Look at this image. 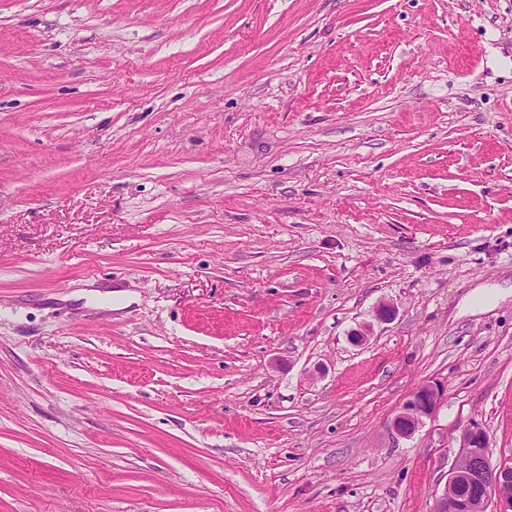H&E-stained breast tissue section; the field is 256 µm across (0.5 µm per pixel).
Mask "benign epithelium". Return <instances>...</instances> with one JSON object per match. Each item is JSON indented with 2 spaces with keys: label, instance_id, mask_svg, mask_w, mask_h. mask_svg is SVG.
<instances>
[{
  "label": "benign epithelium",
  "instance_id": "benign-epithelium-1",
  "mask_svg": "<svg viewBox=\"0 0 512 512\" xmlns=\"http://www.w3.org/2000/svg\"><path fill=\"white\" fill-rule=\"evenodd\" d=\"M442 402L439 388L430 383L416 387L392 418L389 431L395 438L410 439L436 414ZM461 457L453 467L433 512H512V467L490 464L487 432L478 423L459 436ZM495 509L488 510L490 502Z\"/></svg>",
  "mask_w": 512,
  "mask_h": 512
}]
</instances>
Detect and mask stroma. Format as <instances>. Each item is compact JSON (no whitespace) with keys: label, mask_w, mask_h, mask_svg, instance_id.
Instances as JSON below:
<instances>
[{"label":"stroma","mask_w":512,"mask_h":512,"mask_svg":"<svg viewBox=\"0 0 512 512\" xmlns=\"http://www.w3.org/2000/svg\"><path fill=\"white\" fill-rule=\"evenodd\" d=\"M472 423L512 0H0V512H432ZM442 394L435 384L424 383L416 387L392 418L389 431L392 437L410 439L424 423L436 414Z\"/></svg>","instance_id":"obj_1"}]
</instances>
